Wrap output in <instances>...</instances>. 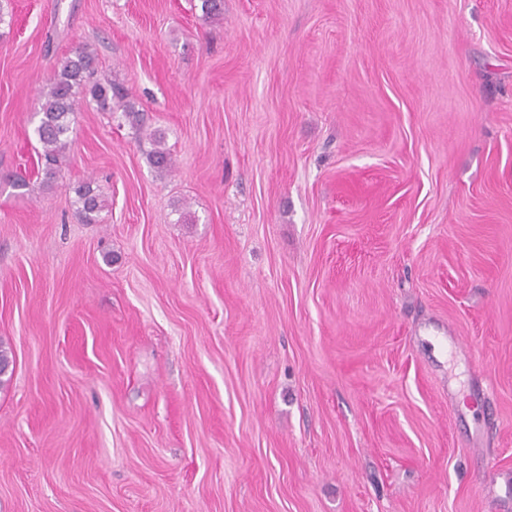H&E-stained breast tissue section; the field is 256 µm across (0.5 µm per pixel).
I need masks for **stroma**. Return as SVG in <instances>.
Wrapping results in <instances>:
<instances>
[{"instance_id": "stroma-1", "label": "stroma", "mask_w": 512, "mask_h": 512, "mask_svg": "<svg viewBox=\"0 0 512 512\" xmlns=\"http://www.w3.org/2000/svg\"><path fill=\"white\" fill-rule=\"evenodd\" d=\"M198 2L0 0V512H512V0ZM96 56L89 45L76 47L55 67L47 91L41 96L39 124L35 134L42 147L44 173L49 179L55 174L53 166L69 145L68 133L74 113L86 101L87 95L102 112L130 117L138 112L126 101L122 89L112 82L103 83L94 78ZM78 213L85 224L98 221V213L103 208V199L96 193L90 183H85L77 189Z\"/></svg>"}]
</instances>
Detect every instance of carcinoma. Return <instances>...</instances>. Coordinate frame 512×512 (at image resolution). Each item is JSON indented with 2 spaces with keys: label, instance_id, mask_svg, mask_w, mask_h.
Returning a JSON list of instances; mask_svg holds the SVG:
<instances>
[{
  "label": "carcinoma",
  "instance_id": "carcinoma-1",
  "mask_svg": "<svg viewBox=\"0 0 512 512\" xmlns=\"http://www.w3.org/2000/svg\"><path fill=\"white\" fill-rule=\"evenodd\" d=\"M200 8L203 18L214 20L223 16L224 0H201ZM95 61V52L90 46L75 48L57 63L49 87L41 96V117L35 134L42 147L40 158L44 159V173L50 179L58 157L69 145L68 133L74 113L86 99L94 101L103 112L120 111L125 118L136 113L134 104L126 100L119 86L95 79ZM153 141L156 148L151 151L150 162L158 168L168 167V153L161 147L163 138L155 135ZM77 196L82 221L96 223L103 208L101 195L86 183L77 189Z\"/></svg>",
  "mask_w": 512,
  "mask_h": 512
}]
</instances>
